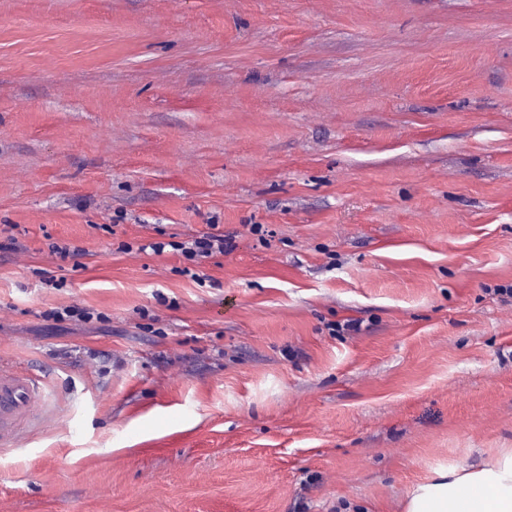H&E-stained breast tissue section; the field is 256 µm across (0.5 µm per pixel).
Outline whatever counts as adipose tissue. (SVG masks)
<instances>
[{
  "label": "adipose tissue",
  "instance_id": "obj_1",
  "mask_svg": "<svg viewBox=\"0 0 512 512\" xmlns=\"http://www.w3.org/2000/svg\"><path fill=\"white\" fill-rule=\"evenodd\" d=\"M405 512H512V448L475 466L436 469L413 486Z\"/></svg>",
  "mask_w": 512,
  "mask_h": 512
}]
</instances>
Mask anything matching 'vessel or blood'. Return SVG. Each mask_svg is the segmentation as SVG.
Listing matches in <instances>:
<instances>
[{"label":"vessel or blood","instance_id":"obj_1","mask_svg":"<svg viewBox=\"0 0 512 512\" xmlns=\"http://www.w3.org/2000/svg\"><path fill=\"white\" fill-rule=\"evenodd\" d=\"M51 398L36 374L0 364V447H18L25 433L51 418Z\"/></svg>","mask_w":512,"mask_h":512}]
</instances>
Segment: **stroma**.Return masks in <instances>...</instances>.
Listing matches in <instances>:
<instances>
[{"label":"stroma","mask_w":512,"mask_h":512,"mask_svg":"<svg viewBox=\"0 0 512 512\" xmlns=\"http://www.w3.org/2000/svg\"><path fill=\"white\" fill-rule=\"evenodd\" d=\"M0 360L55 410L0 512H403L512 448V0H0ZM217 227H212V230H216ZM174 246L180 247L176 250H181L186 259L195 261L199 257L207 258L213 256V254H219L224 256V253L228 251V243L224 239V233L216 230L215 233L207 234L205 237L196 239L192 247H186V244L180 243Z\"/></svg>","instance_id":"obj_1"}]
</instances>
